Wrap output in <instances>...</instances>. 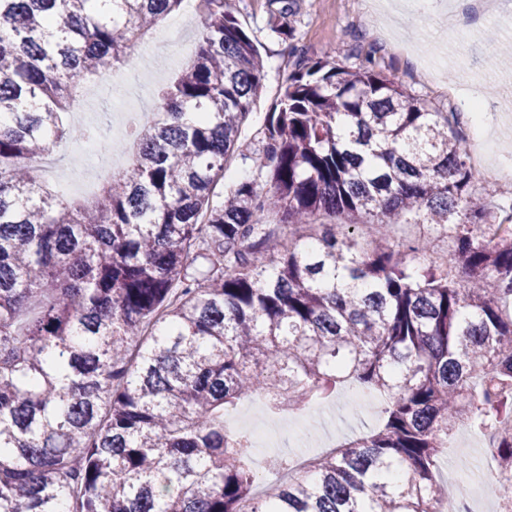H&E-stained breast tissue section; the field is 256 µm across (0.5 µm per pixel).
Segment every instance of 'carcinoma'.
<instances>
[{"mask_svg": "<svg viewBox=\"0 0 512 512\" xmlns=\"http://www.w3.org/2000/svg\"><path fill=\"white\" fill-rule=\"evenodd\" d=\"M186 2L0 0V512H434L458 423L512 421V215L491 223L453 113L301 56L243 143L264 60L230 0H196V51L98 201L33 173L100 139L68 120L83 84ZM236 158L255 174L216 203ZM399 224L448 254L417 261ZM349 383L386 396L379 425L309 476L277 455L290 477L257 492L252 436L224 415L255 394L302 413ZM494 455L512 477V430ZM396 234L403 240H428L431 243V249L430 255L427 258L430 260H432L434 254L446 251L448 246L445 238L438 237L437 234L427 230L426 227L421 225L403 224L396 229Z\"/></svg>", "mask_w": 512, "mask_h": 512, "instance_id": "carcinoma-1", "label": "carcinoma"}]
</instances>
